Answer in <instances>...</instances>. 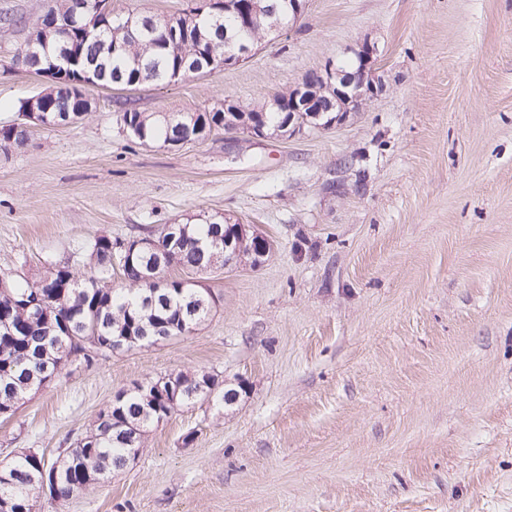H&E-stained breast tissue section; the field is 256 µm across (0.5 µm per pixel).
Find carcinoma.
<instances>
[{
  "mask_svg": "<svg viewBox=\"0 0 512 512\" xmlns=\"http://www.w3.org/2000/svg\"><path fill=\"white\" fill-rule=\"evenodd\" d=\"M254 13V22L244 27L237 9L216 12L205 19L200 28L188 24V15L156 18L142 22L135 20L144 35L140 36L126 25L125 17H111L103 26V39L98 44H87L83 53L97 61L100 74L107 85L139 86L146 83L168 85L174 71L183 63L192 64L203 54H224L227 43H260L272 38L273 12L288 22V0H256L248 5ZM56 43H78L82 19L75 13L72 0H61L59 8L49 12ZM56 43L40 47L41 68L51 74L62 65ZM49 104L68 107L79 112L82 102L78 95H70L66 85L57 82L47 88ZM244 108L264 114L274 129L288 110V92H280L261 104L248 103ZM173 125L163 117L128 109L123 121L137 124L148 141H160L180 132L177 125L188 127L199 124L210 130L224 128L222 112H175L169 114ZM27 129L20 125L0 128V147L7 150L25 141ZM231 230L227 220L187 222L182 225L174 242L156 235L158 249L134 258L122 270L123 282L118 287L108 286L112 278L114 260L122 255L123 242L108 235L97 237L89 248V275L78 284L70 283L76 277L67 263L54 265L46 275L35 280L15 281L10 293L0 294V318L11 320L14 331L0 332V416L14 414L26 395L43 387L47 379L74 357L79 341L92 335L104 357L112 354V341L117 334L128 332L136 339L155 341L157 336L182 334V322L192 317L202 318L209 305V295L180 278L149 281L142 269L160 264L162 268L177 267L183 271L211 267L224 263V252L206 251L199 243L224 238ZM39 300L48 311L46 317H34L26 308L32 300ZM184 393L178 402L166 391L147 395L133 390L124 393L115 405L99 412L86 428L83 436L89 439L77 445L67 455L48 462L44 454L15 460L0 471V512H33L34 498L39 493L44 476H56L55 499L67 501L83 494L124 467L126 458L143 447L144 434L129 435L126 426H149L168 417L178 407L204 399L202 386L213 393V399L224 401L225 390L219 389L215 377L205 370L179 372L174 376Z\"/></svg>",
  "mask_w": 512,
  "mask_h": 512,
  "instance_id": "carcinoma-1",
  "label": "carcinoma"
}]
</instances>
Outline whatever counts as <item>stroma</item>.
I'll return each instance as SVG.
<instances>
[{
	"instance_id": "stroma-1",
	"label": "stroma",
	"mask_w": 512,
	"mask_h": 512,
	"mask_svg": "<svg viewBox=\"0 0 512 512\" xmlns=\"http://www.w3.org/2000/svg\"><path fill=\"white\" fill-rule=\"evenodd\" d=\"M60 0H0V126L44 78L15 57ZM378 46L384 89L328 128L171 148L125 108L261 103ZM84 119L0 150V277L84 272L101 234L226 217L274 244L196 274L192 333L69 362L0 418V461L73 447L118 392L203 369L245 393L147 428L126 468L35 512H512V0H308L250 59L89 87Z\"/></svg>"
}]
</instances>
